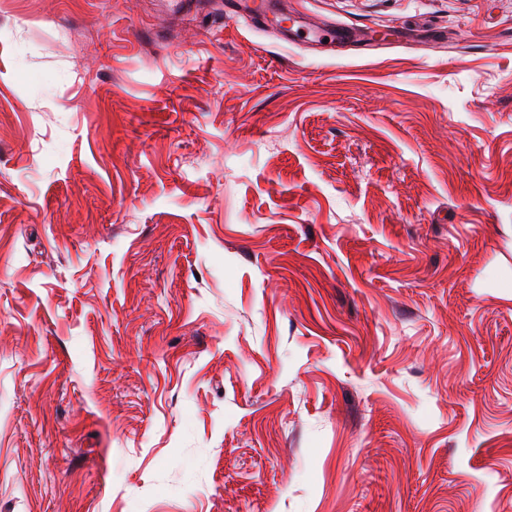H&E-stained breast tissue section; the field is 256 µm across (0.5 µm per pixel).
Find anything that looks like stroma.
<instances>
[{
    "instance_id": "stroma-1",
    "label": "stroma",
    "mask_w": 512,
    "mask_h": 512,
    "mask_svg": "<svg viewBox=\"0 0 512 512\" xmlns=\"http://www.w3.org/2000/svg\"><path fill=\"white\" fill-rule=\"evenodd\" d=\"M283 8L0 0V512H512V0ZM280 4L281 3L276 0H261L255 5L254 13L244 15L243 20L248 24L255 26L260 23L262 18H266L271 14L272 16L278 17L281 23L288 20L289 22H292L293 20L291 16L286 20L287 16L282 12Z\"/></svg>"
}]
</instances>
